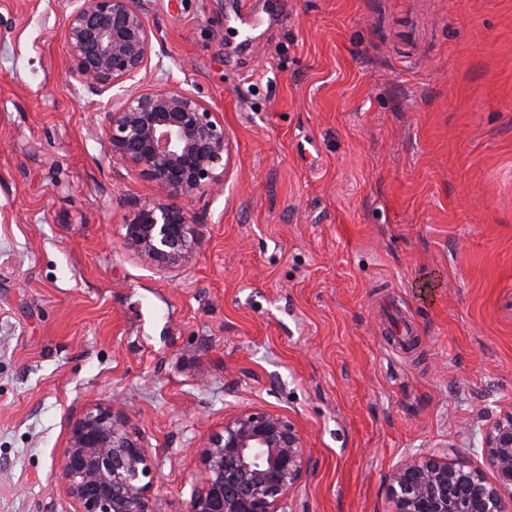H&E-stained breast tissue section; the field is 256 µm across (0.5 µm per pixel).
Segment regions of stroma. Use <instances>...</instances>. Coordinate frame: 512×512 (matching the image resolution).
Returning a JSON list of instances; mask_svg holds the SVG:
<instances>
[{"label": "stroma", "instance_id": "obj_1", "mask_svg": "<svg viewBox=\"0 0 512 512\" xmlns=\"http://www.w3.org/2000/svg\"><path fill=\"white\" fill-rule=\"evenodd\" d=\"M139 6L135 85L192 90L231 146L170 273L125 244L158 190L70 76L72 0H0V512H75L61 459L98 411L129 419L163 512L251 406L307 436L286 512H388L431 448L482 465L512 410V0Z\"/></svg>", "mask_w": 512, "mask_h": 512}]
</instances>
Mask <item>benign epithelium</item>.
<instances>
[{"instance_id": "7a95c632", "label": "benign epithelium", "mask_w": 512, "mask_h": 512, "mask_svg": "<svg viewBox=\"0 0 512 512\" xmlns=\"http://www.w3.org/2000/svg\"><path fill=\"white\" fill-rule=\"evenodd\" d=\"M72 78L102 95L151 62L152 37L137 0H77L65 21ZM112 156L145 174L160 198L133 211L124 239L164 271L196 258V220L186 203L224 186L229 142L224 119L190 90H127L104 114ZM485 468L448 460V451L411 456L389 473L390 512H512V411L486 428ZM202 487L186 512H285L309 471L298 422L258 407L224 419L200 452ZM493 478H488L485 469ZM152 469L130 422L90 412L71 428L59 475L77 512H162Z\"/></svg>"}]
</instances>
